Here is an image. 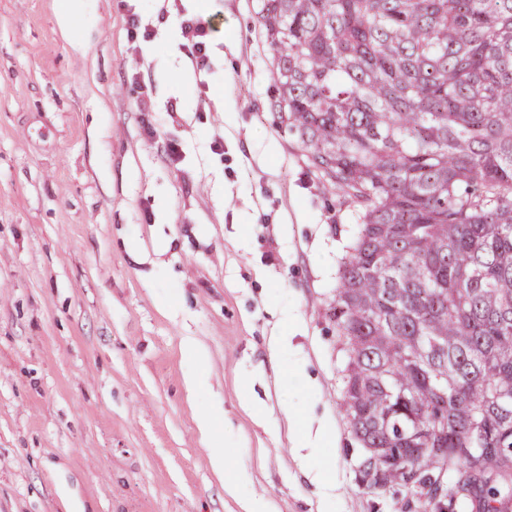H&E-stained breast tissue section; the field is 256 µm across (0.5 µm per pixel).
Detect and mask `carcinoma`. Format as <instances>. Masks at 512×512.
I'll return each instance as SVG.
<instances>
[{
    "label": "carcinoma",
    "mask_w": 512,
    "mask_h": 512,
    "mask_svg": "<svg viewBox=\"0 0 512 512\" xmlns=\"http://www.w3.org/2000/svg\"><path fill=\"white\" fill-rule=\"evenodd\" d=\"M268 104L358 206L330 319L367 490L512 505V0H258Z\"/></svg>",
    "instance_id": "1"
}]
</instances>
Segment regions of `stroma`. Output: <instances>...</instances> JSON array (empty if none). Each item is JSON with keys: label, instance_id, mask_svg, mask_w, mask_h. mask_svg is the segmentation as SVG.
<instances>
[{"label": "stroma", "instance_id": "stroma-1", "mask_svg": "<svg viewBox=\"0 0 512 512\" xmlns=\"http://www.w3.org/2000/svg\"><path fill=\"white\" fill-rule=\"evenodd\" d=\"M256 5L82 0L66 36L58 0H0V512H406L359 482L328 317L356 207L273 122ZM188 17L217 29L207 69ZM313 404L323 486L297 448ZM212 28L193 19L183 20L182 33L184 41L180 45L183 54L198 69H204L209 61L208 41Z\"/></svg>", "mask_w": 512, "mask_h": 512}]
</instances>
